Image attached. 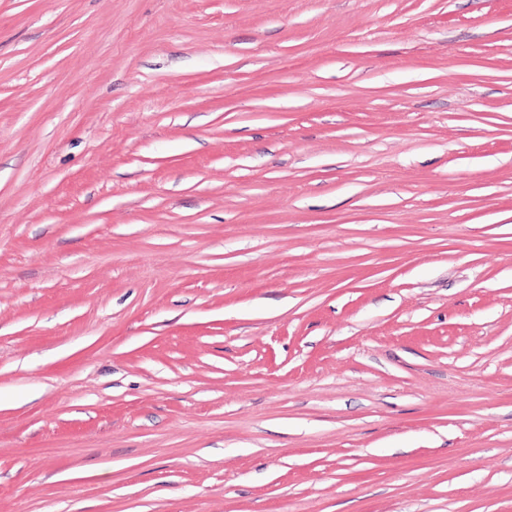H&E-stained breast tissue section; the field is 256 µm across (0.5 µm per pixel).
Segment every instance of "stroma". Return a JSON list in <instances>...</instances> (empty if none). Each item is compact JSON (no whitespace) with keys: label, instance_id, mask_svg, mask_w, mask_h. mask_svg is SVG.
I'll use <instances>...</instances> for the list:
<instances>
[{"label":"stroma","instance_id":"35a3bbf8","mask_svg":"<svg viewBox=\"0 0 512 512\" xmlns=\"http://www.w3.org/2000/svg\"><path fill=\"white\" fill-rule=\"evenodd\" d=\"M0 512H512V0H0Z\"/></svg>","mask_w":512,"mask_h":512}]
</instances>
